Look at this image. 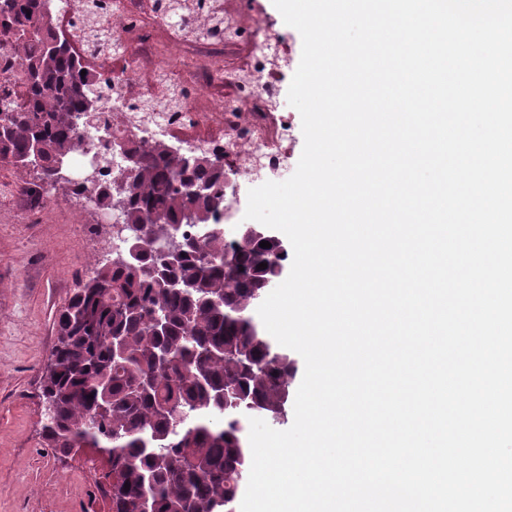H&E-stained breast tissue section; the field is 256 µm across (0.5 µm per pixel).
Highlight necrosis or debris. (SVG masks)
<instances>
[{
	"mask_svg": "<svg viewBox=\"0 0 512 512\" xmlns=\"http://www.w3.org/2000/svg\"><path fill=\"white\" fill-rule=\"evenodd\" d=\"M139 0H114L110 14L103 19L112 29L115 45L112 56L138 64L135 47ZM270 20L264 12L250 16L224 15V40L235 43L249 38L254 55L243 67H225L222 60L208 53L194 56L192 63L174 64V48L164 43L148 49L156 63V82L148 87L137 83L126 70L101 69L103 80L116 90L104 105L113 141L143 145L157 139L180 141L196 152L218 156L224 172L225 202L236 200L243 186L259 183L261 173L287 172L294 151L288 134L290 119L281 101L278 78L284 75L289 56L272 47ZM223 77L229 90L222 111L208 103L209 77ZM180 90L177 101H168L164 88ZM155 109L142 111L144 102Z\"/></svg>",
	"mask_w": 512,
	"mask_h": 512,
	"instance_id": "4bbe7bcc",
	"label": "necrosis or debris"
}]
</instances>
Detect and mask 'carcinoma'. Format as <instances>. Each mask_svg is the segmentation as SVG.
<instances>
[{"instance_id": "cac0c4a2", "label": "carcinoma", "mask_w": 512, "mask_h": 512, "mask_svg": "<svg viewBox=\"0 0 512 512\" xmlns=\"http://www.w3.org/2000/svg\"><path fill=\"white\" fill-rule=\"evenodd\" d=\"M157 9L187 36L224 42V13L206 0H155ZM68 0H0V56L19 59V88L0 97V122L10 132L0 140V157L18 158L31 142L42 145L40 189L68 193L55 164L84 149L81 128L69 121L93 100L95 124L104 116V88L86 53L56 34L49 9ZM112 0H86L80 22L91 50L112 49L113 32L100 18ZM36 28L39 35L21 34ZM86 75H81V71ZM136 173L123 193L115 178L85 198L99 211L122 201V223L140 227L136 255L98 261L93 276L58 314L51 356L55 368L43 374L42 396L54 404L42 436L48 447L92 448L106 458L112 475V512H139L148 497L152 512H235L244 473L251 462L247 408L270 417L284 409L296 362L255 320L268 282L286 265L288 252L271 239L232 244L214 229L224 207L216 185L217 160L195 154L190 166L155 140L129 148ZM205 185L208 195L192 193ZM173 229L182 255L172 264L153 249L159 225ZM206 230L198 240L182 231ZM267 264L260 269L258 265ZM243 395L242 414L225 417L224 391ZM130 487H125V484Z\"/></svg>"}]
</instances>
